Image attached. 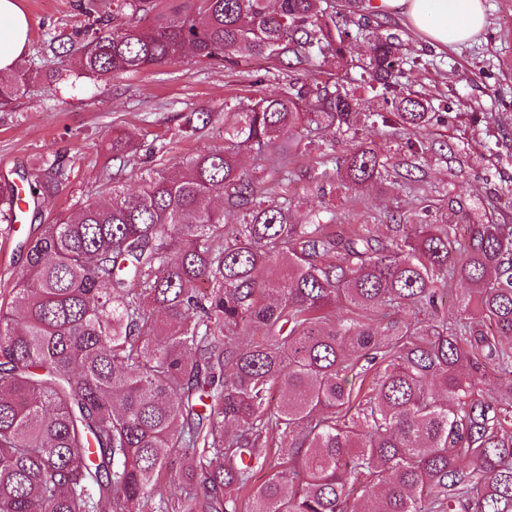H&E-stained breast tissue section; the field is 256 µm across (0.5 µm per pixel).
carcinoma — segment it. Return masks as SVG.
Wrapping results in <instances>:
<instances>
[{
	"mask_svg": "<svg viewBox=\"0 0 512 512\" xmlns=\"http://www.w3.org/2000/svg\"><path fill=\"white\" fill-rule=\"evenodd\" d=\"M123 2L126 17L84 31L82 73L189 51L340 58L362 7L346 0L338 23L323 0H191L148 23L156 0ZM404 65L395 37L373 39L363 85L390 98L372 123L420 130L432 113L405 90ZM34 79L21 63L1 79L0 111ZM355 106L295 78L224 120V146L179 174L151 168L132 192L114 177L104 199L22 243L25 268L0 302V512H512V392L487 398L475 378L488 363L512 378V224H476L463 245L448 224L346 235L331 218L296 221L288 186L240 167L241 149L350 128ZM212 119L193 112L184 129ZM387 168L360 142L339 174L352 190ZM65 179L53 161L24 202ZM10 187L1 225L27 215ZM273 263L277 280L264 275ZM450 276L468 284L452 327L437 303ZM338 302L349 316L329 313ZM419 307L432 311L424 326L374 323Z\"/></svg>",
	"mask_w": 512,
	"mask_h": 512,
	"instance_id": "cac0c4a2",
	"label": "carcinoma"
}]
</instances>
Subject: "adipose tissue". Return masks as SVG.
<instances>
[{
  "instance_id": "ef3b65f1",
  "label": "adipose tissue",
  "mask_w": 512,
  "mask_h": 512,
  "mask_svg": "<svg viewBox=\"0 0 512 512\" xmlns=\"http://www.w3.org/2000/svg\"><path fill=\"white\" fill-rule=\"evenodd\" d=\"M375 10L398 14L435 45L474 39L487 21L484 0H373ZM30 21L18 0H0V74H9L24 54Z\"/></svg>"
}]
</instances>
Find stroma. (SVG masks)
Instances as JSON below:
<instances>
[{
    "label": "stroma",
    "mask_w": 512,
    "mask_h": 512,
    "mask_svg": "<svg viewBox=\"0 0 512 512\" xmlns=\"http://www.w3.org/2000/svg\"><path fill=\"white\" fill-rule=\"evenodd\" d=\"M30 21L24 65L37 78L8 112H0V182L42 175L58 158L68 178L42 198L15 237H0V290L11 288L25 264L19 246L58 214L97 200L119 175L136 190L142 168L170 169L185 157L224 143V123L215 121L186 137L184 114L223 111L285 87L301 78L319 82L325 67L295 59L252 58L239 53L224 60L185 56L175 64L102 78L79 73L72 53H53L51 42H68L75 29L90 26L84 0H19ZM487 24L464 44L435 47L400 16L364 6L356 15L367 31L396 36L408 59V90L427 100L437 116L418 133L426 149L417 159L419 182H369L356 191H326L336 173L328 154L341 157L369 142L389 162L407 158L409 136L400 127L371 123L382 102L358 92L353 126L346 134L317 131L300 144L290 164L294 215L304 221L321 214L336 225H370L389 236L393 224H451L458 240L471 225L512 224V0H486ZM136 148L135 165L119 168L112 159L113 137Z\"/></svg>",
    "instance_id": "stroma-1"
}]
</instances>
